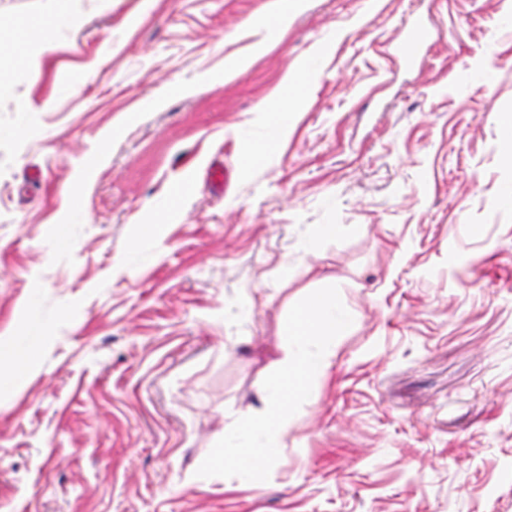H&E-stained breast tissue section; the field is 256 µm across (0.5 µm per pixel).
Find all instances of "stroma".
Wrapping results in <instances>:
<instances>
[{
  "label": "stroma",
  "instance_id": "stroma-1",
  "mask_svg": "<svg viewBox=\"0 0 512 512\" xmlns=\"http://www.w3.org/2000/svg\"><path fill=\"white\" fill-rule=\"evenodd\" d=\"M509 122L512 0H0V512H512ZM322 279L268 481L198 477ZM429 37V30L420 23H411L405 33L403 46L404 59L409 60L413 57V49L416 46L424 44ZM30 364L29 356L23 352H13L4 362L0 361V379L6 385H15L19 370Z\"/></svg>",
  "mask_w": 512,
  "mask_h": 512
}]
</instances>
